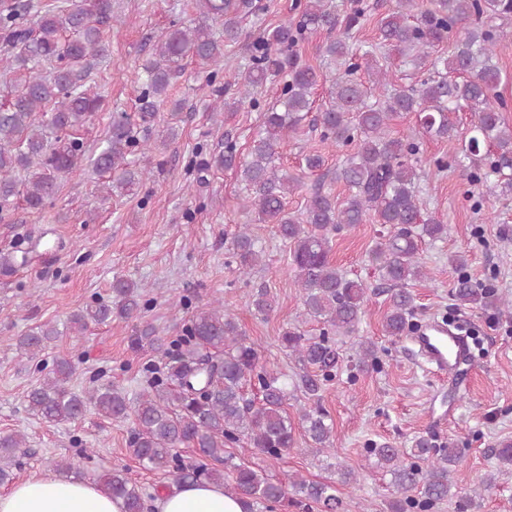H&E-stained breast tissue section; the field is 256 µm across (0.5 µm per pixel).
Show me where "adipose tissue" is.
<instances>
[{
    "label": "adipose tissue",
    "instance_id": "1",
    "mask_svg": "<svg viewBox=\"0 0 512 512\" xmlns=\"http://www.w3.org/2000/svg\"><path fill=\"white\" fill-rule=\"evenodd\" d=\"M157 512H245L238 496L223 486L187 483L158 493ZM0 512H124L95 483L54 476L30 477L0 493Z\"/></svg>",
    "mask_w": 512,
    "mask_h": 512
}]
</instances>
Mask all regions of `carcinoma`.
Returning <instances> with one entry per match:
<instances>
[{"label": "carcinoma", "mask_w": 512, "mask_h": 512, "mask_svg": "<svg viewBox=\"0 0 512 512\" xmlns=\"http://www.w3.org/2000/svg\"><path fill=\"white\" fill-rule=\"evenodd\" d=\"M196 6L202 22L161 34L152 58L144 64L139 113L144 125L154 120L183 60L191 58L210 68L208 82L216 80L224 63V43L238 40L240 19L250 12L252 2L196 0ZM299 9L297 24L285 21L270 27L254 43L253 64L237 77L238 96L229 102L218 93L209 106L210 120L218 123L224 112L256 106L257 89L289 71L278 99L262 113L249 154L239 158L236 146L228 141L224 150L202 159L200 171H235L245 190L242 208L259 222L274 225L289 246V265L306 315L335 333L350 335L358 330L370 297L382 296L387 303L383 331L398 339L414 327L409 321L415 312L409 282L426 276L420 245L446 239L448 225L422 208L420 142L413 134L392 136L391 121L413 113L425 133L448 139L457 136L450 113L472 112L462 147L463 158L469 160L466 179L482 198L512 196V126L501 115L507 104L498 92L502 75L493 62L497 45L508 36L503 21L512 18V0H395L380 21L379 42L362 53L350 39L367 18L364 0H346L340 13L328 10L324 0H303ZM208 20L224 26V39L215 38ZM114 21L112 0H53L41 10L21 0L0 4V68L16 75L11 100L0 106V221L9 218L18 199L30 210L43 209L61 180L85 159L106 177L102 192L108 197L133 193L149 173L137 167L135 156L148 153L152 144L136 135L126 117L112 121L104 145L88 158L77 136L102 107L100 96L86 87L84 73L90 60L105 57L104 26ZM460 28L464 33L455 40L451 55L442 56L443 45ZM317 30L338 31L323 46V55L336 64L324 76L288 54L306 33ZM397 60L409 61L428 75L383 101L369 102V88L358 72L365 71L372 85L385 86ZM45 63L52 65L47 76L40 71ZM321 76L330 82L331 101L316 125L323 140L352 147L335 171V180L347 187L348 196L339 203L317 189L296 215L288 211V195L302 187L303 177L276 169L274 162L278 149L298 133L311 111ZM372 218L390 226L388 236L369 251L382 281L376 288L348 277L330 259L332 233ZM233 250L242 274L262 266L263 249L250 225L239 226ZM27 262L28 252L13 251L0 258V272L7 274ZM449 262L456 269L451 295L457 305L501 310L505 300L495 289L473 283L464 256L454 255ZM141 288L136 281L117 277L112 281V303L89 305L71 315L69 324L80 332L90 323L114 318L136 322L133 347L159 355L144 370L142 393L131 399L110 382L83 394L72 392L68 381L73 365L58 358L52 376L28 392V409L49 423L75 422L90 410L116 421L132 415L129 452L144 468L168 472L178 484H221L225 493L244 499L246 512H311L314 504L337 512L342 500L334 484L299 476L275 480L262 469L236 462L227 450L245 440L267 457L281 459L296 447L298 424L317 452L333 447V423L320 405V392L336 376L335 339L326 332L309 337L297 326L283 331L281 346L303 370L293 388L303 389L313 401L294 421L286 410L288 384L264 371L254 342L234 313L220 302L196 306L182 299L177 307L189 317L182 320L180 334L167 340L152 324H139L149 307ZM249 305L259 315L273 310L263 288L252 295ZM58 335L54 328L31 329L20 338L19 349L36 354ZM357 346L358 369L375 367L376 342L361 340ZM252 386L260 392L257 402L247 398ZM25 445L21 434L0 438V485L13 481L17 454ZM183 445L199 449L204 460L184 463L178 455ZM366 456L390 476V512H427L454 499L459 501L458 512H467L469 504L451 477L452 467L461 460L457 449L419 437L410 448L369 442ZM100 487L123 499L125 512H150L127 468H112L100 478Z\"/></svg>", "instance_id": "carcinoma-1"}]
</instances>
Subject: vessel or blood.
Wrapping results in <instances>:
<instances>
[{
  "instance_id": "b4317fda",
  "label": "vessel or blood",
  "mask_w": 512,
  "mask_h": 512,
  "mask_svg": "<svg viewBox=\"0 0 512 512\" xmlns=\"http://www.w3.org/2000/svg\"><path fill=\"white\" fill-rule=\"evenodd\" d=\"M417 347V354L433 373L438 375L453 374L455 367L469 351L466 337L461 336L447 323L436 320L428 321L425 328L416 331L412 338Z\"/></svg>"
}]
</instances>
